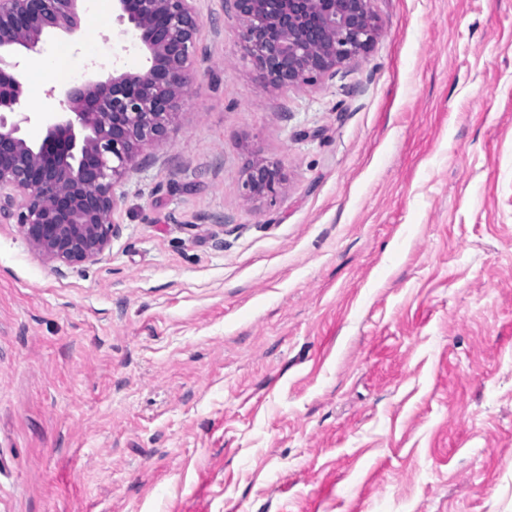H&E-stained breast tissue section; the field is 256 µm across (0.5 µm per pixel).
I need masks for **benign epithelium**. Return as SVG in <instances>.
I'll use <instances>...</instances> for the list:
<instances>
[{"instance_id": "obj_1", "label": "benign epithelium", "mask_w": 512, "mask_h": 512, "mask_svg": "<svg viewBox=\"0 0 512 512\" xmlns=\"http://www.w3.org/2000/svg\"><path fill=\"white\" fill-rule=\"evenodd\" d=\"M83 0H0V220L14 219L48 261L74 267L98 260L117 231V185L144 150L165 141L191 88L196 0H113L147 66L97 71L64 90L39 141L23 134V85L5 58L39 51L50 36L74 34ZM260 78L276 87L314 83L358 60L379 26L371 0H225ZM283 174L254 162L247 199L275 195Z\"/></svg>"}]
</instances>
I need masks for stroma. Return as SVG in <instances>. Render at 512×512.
<instances>
[{
	"instance_id": "1",
	"label": "stroma",
	"mask_w": 512,
	"mask_h": 512,
	"mask_svg": "<svg viewBox=\"0 0 512 512\" xmlns=\"http://www.w3.org/2000/svg\"><path fill=\"white\" fill-rule=\"evenodd\" d=\"M381 32L264 84L197 0L191 89L56 271L0 223V512H512V0H372ZM60 90L140 68L85 0ZM276 196L246 202L256 158ZM283 182V174L275 163L257 160L250 168L248 177L243 184V195L246 199L256 196L275 195Z\"/></svg>"
}]
</instances>
